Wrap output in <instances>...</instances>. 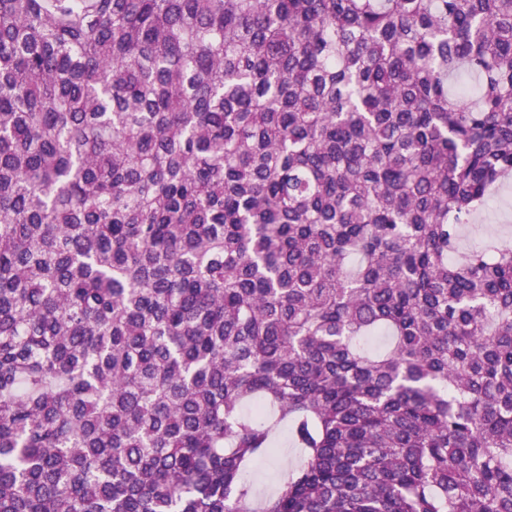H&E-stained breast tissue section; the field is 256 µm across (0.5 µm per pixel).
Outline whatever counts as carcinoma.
I'll list each match as a JSON object with an SVG mask.
<instances>
[{"label":"carcinoma","mask_w":512,"mask_h":512,"mask_svg":"<svg viewBox=\"0 0 512 512\" xmlns=\"http://www.w3.org/2000/svg\"><path fill=\"white\" fill-rule=\"evenodd\" d=\"M510 176L512 0H0V512H512ZM511 236L512 246V180L498 186L487 205L462 231L463 250L473 246L500 247ZM275 456L247 471V479L256 485L261 493H266L277 487L281 471L297 463L299 452L288 441L286 429H283L277 439Z\"/></svg>","instance_id":"obj_1"}]
</instances>
